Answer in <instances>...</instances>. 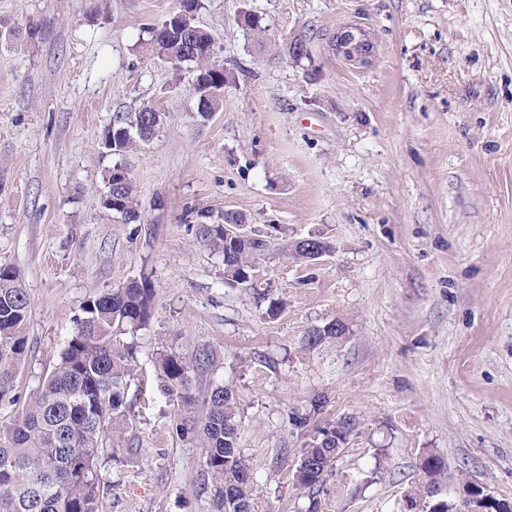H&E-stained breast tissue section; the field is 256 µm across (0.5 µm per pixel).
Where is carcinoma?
Returning <instances> with one entry per match:
<instances>
[{
	"mask_svg": "<svg viewBox=\"0 0 512 512\" xmlns=\"http://www.w3.org/2000/svg\"><path fill=\"white\" fill-rule=\"evenodd\" d=\"M198 0H180L150 30L152 56L170 58L174 65L195 64L193 89L197 114H208L222 100L233 75L211 59V35L197 25L177 36L180 10L195 11ZM164 113L145 106L105 130L108 150L125 156L152 138L162 127ZM108 196L129 219L137 217L131 179L115 183L109 178ZM243 224L238 212H226L223 222L197 225L196 238L224 259V284L248 282L253 263L262 252L254 240L229 239L224 226ZM153 288L145 276L113 288L84 302L73 336L58 362L46 376L34 403L0 434V512H100L104 482L99 452L120 449L132 423L128 417L126 388L137 370L134 338L147 323ZM30 298L17 270L0 265V401L15 402L18 369L28 351L25 326ZM336 339L329 322L307 337L314 349ZM157 377L174 407L173 426L183 441L204 450V467L215 487V512H251L256 492L252 466L238 448L234 390L231 384L213 381L203 397L193 393L194 374L210 365L206 350L186 355L160 351L154 361ZM355 428L342 419L321 428V441L311 440L297 467L304 487L312 490L307 512H318L316 494L332 474ZM422 491L441 487L448 473L441 459L429 454L420 464Z\"/></svg>",
	"mask_w": 512,
	"mask_h": 512,
	"instance_id": "carcinoma-1",
	"label": "carcinoma"
}]
</instances>
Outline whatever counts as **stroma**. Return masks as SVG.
I'll return each mask as SVG.
<instances>
[{"label":"stroma","mask_w":512,"mask_h":512,"mask_svg":"<svg viewBox=\"0 0 512 512\" xmlns=\"http://www.w3.org/2000/svg\"><path fill=\"white\" fill-rule=\"evenodd\" d=\"M97 5L0 0V264L31 301L0 430L37 398L83 303L144 275L138 365L212 353L195 390L234 388L251 512H305L295 464L344 416L356 428L321 512H405L428 453L512 500V0H201L212 58L235 77L206 120L192 68L143 48L179 0ZM243 8L264 33L238 25ZM345 24L370 33L369 67L329 52ZM298 35L310 56L296 63ZM146 105L164 112L160 131L124 159L104 149L113 120ZM120 162L132 221L102 204ZM227 209L269 240L236 288L195 235L201 214ZM311 236L333 251L295 260ZM264 291L284 303L271 322ZM335 319L344 336L304 349ZM127 401L120 462L100 453L103 512H213L203 450L173 431L162 384L133 378Z\"/></svg>","instance_id":"1"}]
</instances>
